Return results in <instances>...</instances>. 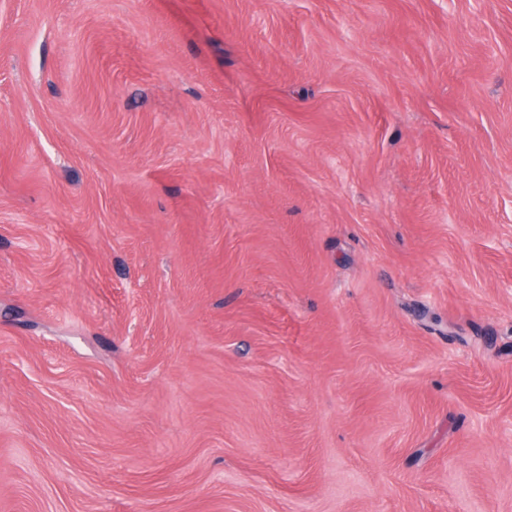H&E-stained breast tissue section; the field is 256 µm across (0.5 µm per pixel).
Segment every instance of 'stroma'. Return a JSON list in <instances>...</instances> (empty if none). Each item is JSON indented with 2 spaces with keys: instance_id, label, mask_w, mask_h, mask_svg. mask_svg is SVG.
<instances>
[{
  "instance_id": "35a3bbf8",
  "label": "stroma",
  "mask_w": 512,
  "mask_h": 512,
  "mask_svg": "<svg viewBox=\"0 0 512 512\" xmlns=\"http://www.w3.org/2000/svg\"><path fill=\"white\" fill-rule=\"evenodd\" d=\"M0 512H512V0H0Z\"/></svg>"
}]
</instances>
